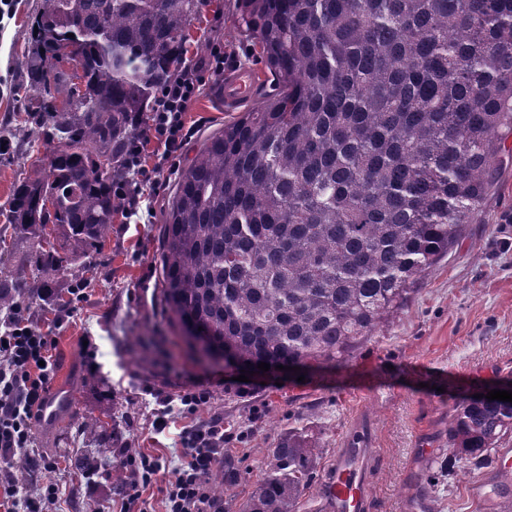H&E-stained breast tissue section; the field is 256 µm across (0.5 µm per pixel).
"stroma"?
<instances>
[{"label":"stroma","mask_w":512,"mask_h":512,"mask_svg":"<svg viewBox=\"0 0 512 512\" xmlns=\"http://www.w3.org/2000/svg\"><path fill=\"white\" fill-rule=\"evenodd\" d=\"M41 3L0 0V238L23 250L29 241L6 223L3 212L14 187L32 172L18 144L41 142L40 129L26 116L34 94L23 83L30 23ZM216 33L225 57L238 67L263 69L239 22L238 0H211L193 20L188 58L203 57ZM219 87L218 81H206L190 103L186 121L196 132L161 172V188H145L151 214L116 216L93 249L84 275L87 299L60 321L46 302L27 307L33 326L51 327L56 375L69 381L75 399L74 417L51 434L37 433L32 448L58 463L43 470L40 482L67 489L46 512H113L116 493L110 482L69 466L70 456L89 445L76 429L78 415L116 419L114 448L158 456L168 475L181 463L185 427L217 418L228 430L245 432L243 441L224 447L241 480L224 496L223 512H239L262 474L266 449L289 428L306 429L316 440L321 476L359 420L379 450L370 470L367 512H499L488 465L469 474L453 470L425 501L419 486L428 461L440 465L449 458L446 430L456 398L512 380V165L490 188L482 218L466 225L447 256L415 284L406 305L342 367L301 380L288 373H257L242 394L232 383L238 368L202 362L182 350L160 296L162 232L179 173L234 118L218 101ZM189 389H205L210 396L186 416L180 397ZM163 408L173 421L157 434L152 422ZM481 479L484 492L474 494Z\"/></svg>","instance_id":"obj_1"}]
</instances>
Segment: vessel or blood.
I'll use <instances>...</instances> for the list:
<instances>
[{
  "mask_svg": "<svg viewBox=\"0 0 512 512\" xmlns=\"http://www.w3.org/2000/svg\"><path fill=\"white\" fill-rule=\"evenodd\" d=\"M257 80V73L252 69L227 72L223 85L225 111L236 110ZM74 406L75 400L69 387L57 384L42 404L39 418L41 431H53L62 415ZM377 454L374 448H363L356 452L347 448L337 450L331 467L321 481L320 497L325 512H365L371 496L368 470Z\"/></svg>",
  "mask_w": 512,
  "mask_h": 512,
  "instance_id": "b4317fda",
  "label": "vessel or blood"
}]
</instances>
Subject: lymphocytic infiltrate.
<instances>
[{
  "instance_id": "f902f5d3",
  "label": "lymphocytic infiltrate",
  "mask_w": 512,
  "mask_h": 512,
  "mask_svg": "<svg viewBox=\"0 0 512 512\" xmlns=\"http://www.w3.org/2000/svg\"><path fill=\"white\" fill-rule=\"evenodd\" d=\"M225 62L223 43H212L207 55L179 69L157 91L145 131L128 142L124 164L129 175L112 183L113 195L125 206V217L139 213L143 184L157 179L159 168L149 165V158L157 155L172 161L192 138L184 114L205 81L223 75ZM54 345L50 331L33 327L20 306L9 325L0 329V492L8 498L16 495L13 461L34 443L37 411L55 375ZM229 439L218 420L184 429L182 464L168 479L162 476L157 457L144 452L123 454L121 464L132 482L129 492L116 502L120 512H131L150 488L161 495L165 512H222L208 492L207 476Z\"/></svg>"
}]
</instances>
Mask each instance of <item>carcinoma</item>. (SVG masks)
Wrapping results in <instances>:
<instances>
[{"label":"carcinoma","mask_w":512,"mask_h":512,"mask_svg":"<svg viewBox=\"0 0 512 512\" xmlns=\"http://www.w3.org/2000/svg\"><path fill=\"white\" fill-rule=\"evenodd\" d=\"M238 2L275 93L179 175L160 253L169 324L192 352L187 332L202 328L243 367L340 365L403 307L512 163V0ZM207 6L42 0L25 77L44 152L6 216L37 261L0 256L29 271L32 297L52 292L50 270L83 276L78 260L121 210L112 180L124 175V146L186 61ZM23 295L0 270V311ZM84 428L95 448L69 459L82 474L112 453L116 424ZM510 433L512 402L463 396L448 415V448L465 470ZM317 458L306 434L279 437L244 512H296ZM240 478L226 463L215 489Z\"/></svg>","instance_id":"cac0c4a2"}]
</instances>
